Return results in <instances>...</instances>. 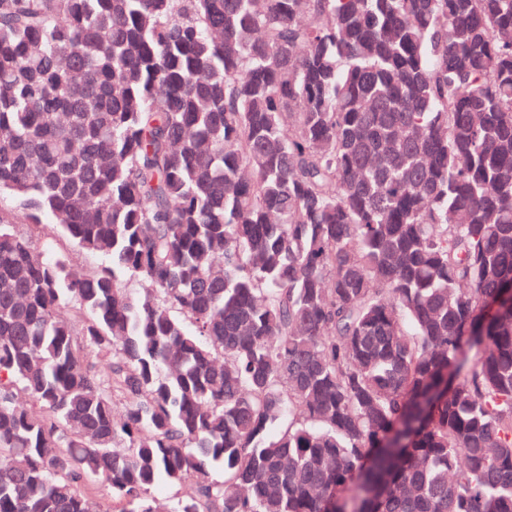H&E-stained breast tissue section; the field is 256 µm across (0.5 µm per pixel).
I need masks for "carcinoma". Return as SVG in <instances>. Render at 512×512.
Returning a JSON list of instances; mask_svg holds the SVG:
<instances>
[{"instance_id": "1", "label": "carcinoma", "mask_w": 512, "mask_h": 512, "mask_svg": "<svg viewBox=\"0 0 512 512\" xmlns=\"http://www.w3.org/2000/svg\"><path fill=\"white\" fill-rule=\"evenodd\" d=\"M2 194L0 512H512V0H0ZM20 232L26 233L38 250L48 256L55 254H67L75 264L86 270L100 265V259L96 256L79 253L68 241L51 233L49 229L36 228L34 224H17Z\"/></svg>"}]
</instances>
